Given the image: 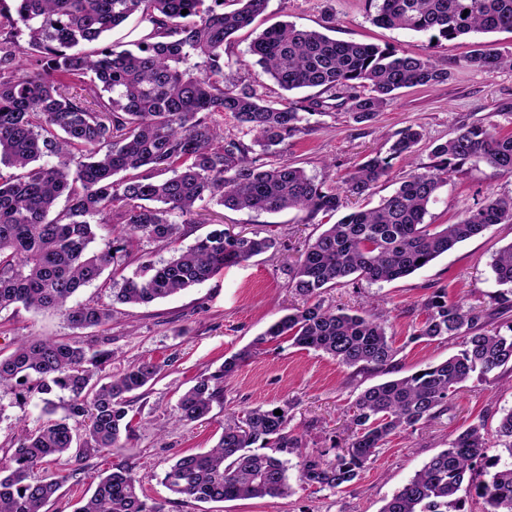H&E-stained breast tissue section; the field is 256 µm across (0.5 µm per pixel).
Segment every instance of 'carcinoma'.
Listing matches in <instances>:
<instances>
[{"label":"carcinoma","mask_w":512,"mask_h":512,"mask_svg":"<svg viewBox=\"0 0 512 512\" xmlns=\"http://www.w3.org/2000/svg\"><path fill=\"white\" fill-rule=\"evenodd\" d=\"M231 2L237 8L226 11L220 0H0V168L12 170L0 172V312L54 310L73 328H101L112 321V307L76 296L106 270H124L132 240L173 251L157 264L142 262L112 294L117 303L147 305L277 247L272 236L222 229L180 249L183 226L196 223L197 208L215 203L331 219L343 207L342 194L371 196L392 160L418 151L422 133L407 126L387 139L386 153L364 157L331 183L284 157L305 115L343 109L358 123L373 121L401 90L447 82V60L284 22L252 40L249 54L282 90L318 88L320 94L301 105L270 101L252 85H224V67L232 65L224 61L225 42L264 13L269 0ZM369 2L374 24L438 44L512 33V0ZM132 17L152 25L132 48L84 50ZM464 62L493 74L512 69V52L481 45ZM226 115L237 129L228 136L220 123ZM257 147L271 160L253 156ZM429 150L433 165L409 174L378 205L350 212L308 239L289 281L303 305L200 375L179 395L170 423L206 419L224 398V382L267 342L287 339L358 371L387 370L395 356L387 315L369 304L326 307L322 294L353 275L370 283L407 277L456 244L512 223V196L467 210L454 224L425 222L437 192L464 165L484 162L512 174V134L493 123L466 125ZM101 224L112 225L113 237L95 250ZM491 270L503 287L497 300L512 304V242L495 253ZM421 313L413 338L458 340L461 350L421 373L364 389L350 407L352 435L335 461L303 450L288 410L276 415L255 407L225 420L209 450L177 456L162 484L204 503L286 498L295 493L294 468L301 486L341 491L391 435L422 429L447 412L461 384L512 370V324L501 333L492 313L450 301L443 289L427 297ZM111 361L102 344L34 338L0 348V390L36 393L51 415L22 428L0 462V512H45L80 471L71 462L97 454L112 456V469L75 512H164L139 495L122 459L136 432L131 403L164 365L138 361L112 374L105 372ZM59 392L68 400L64 415L54 418ZM255 444L272 453L253 450ZM475 499L482 512H512V408L493 430L482 419L459 432L380 512H473Z\"/></svg>","instance_id":"cac0c4a2"}]
</instances>
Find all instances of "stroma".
I'll list each match as a JSON object with an SVG mask.
<instances>
[{
  "label": "stroma",
  "instance_id": "obj_1",
  "mask_svg": "<svg viewBox=\"0 0 512 512\" xmlns=\"http://www.w3.org/2000/svg\"><path fill=\"white\" fill-rule=\"evenodd\" d=\"M290 21L306 29L333 27V38L345 41L393 45L411 53L428 48L426 36L372 23L368 0H270L266 12L248 28L236 33L224 46L233 65L224 71L228 86H244L261 80L262 92L276 100L281 89L261 78V69L248 53L252 39L266 27ZM491 40L503 51H512L511 33L490 37L474 35L436 48L447 58L450 79L431 88L403 90L374 123L355 122L349 113L336 111L310 116L303 133L289 139L285 153L308 174L340 180L366 154L385 151L388 136L413 125L423 134L425 147L414 156L398 158L388 177L374 188L371 204L391 195L412 171L431 165L429 143L443 141L464 124L491 122L512 133V112L500 111L512 102V69L487 74L465 67L462 59L474 45ZM512 196V175L502 174L485 163L466 164L452 177L428 207L427 223L450 224L469 209L491 198ZM295 211L279 214L233 212L219 206L203 210L198 223L188 225L182 246L215 229L244 235L271 227L284 242L279 251H269L249 262L221 270L214 277L176 296L140 307L112 302V282L101 278L84 288L80 300L113 304L111 322L101 329L72 328L52 310L0 313V348L10 342L33 337L76 340L83 343L110 339L114 352L113 370L140 360L173 363L145 394L135 400L136 436L124 458L139 481V490L160 502L164 512H379L384 499L401 488L432 456L447 448L457 431L487 417L497 422L502 410L512 407V373L486 381L469 380L457 391L452 407L431 426L392 436L372 457L358 479L344 491L334 493L313 488L297 489L286 499L262 498L202 503L172 494L161 483L175 456L212 448L225 419L246 408H286L295 432L304 434L308 449L322 450L335 460L338 446L348 436L346 411L366 387L403 377L457 354L459 344L415 341L411 334L422 315V302L435 289H445L449 299L465 304L497 307L490 263L499 248L512 243V224H498L485 234L457 244L414 274L392 282L365 281L326 291L328 306L356 307L371 303L388 314V324L397 354L389 373L359 372L339 366L327 354L300 349L290 342H273L248 361L224 387V398L214 404L206 420L176 427L165 421L178 395L201 374L217 369L225 358L249 346L274 320L302 299L289 286L288 269L296 250L322 230L319 221L304 224ZM498 308V307H497ZM7 417L0 421V454L18 433L17 418L27 424L42 422V404L33 394L17 397L0 394ZM109 466L97 456L87 461L78 482L68 483L47 512H73L76 502L95 487L99 474Z\"/></svg>",
  "mask_w": 512,
  "mask_h": 512
}]
</instances>
